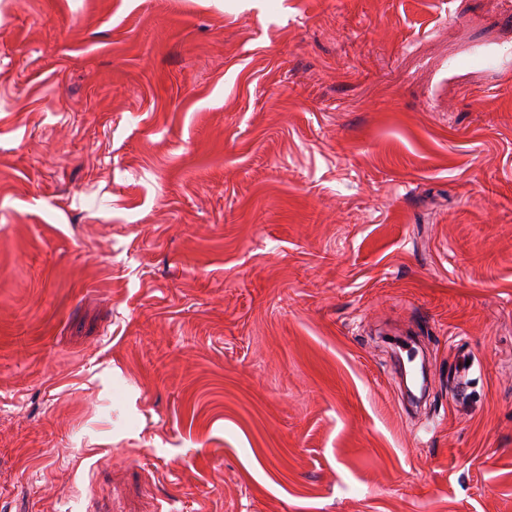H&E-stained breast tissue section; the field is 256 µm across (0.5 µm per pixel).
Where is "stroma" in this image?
<instances>
[{
	"mask_svg": "<svg viewBox=\"0 0 512 512\" xmlns=\"http://www.w3.org/2000/svg\"><path fill=\"white\" fill-rule=\"evenodd\" d=\"M0 512H512V0H0Z\"/></svg>",
	"mask_w": 512,
	"mask_h": 512,
	"instance_id": "35a3bbf8",
	"label": "stroma"
}]
</instances>
